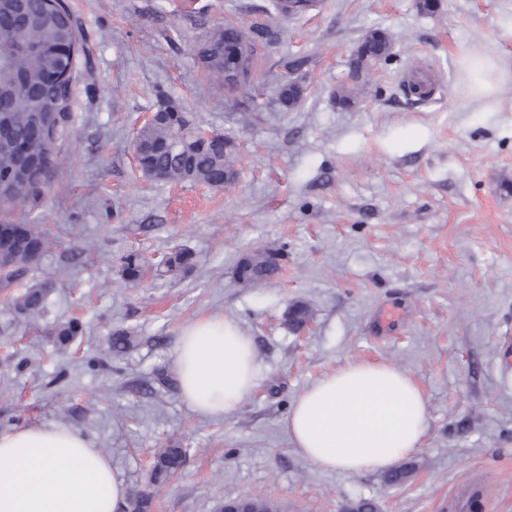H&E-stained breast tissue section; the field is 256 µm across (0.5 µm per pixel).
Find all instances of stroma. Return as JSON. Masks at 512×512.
Returning a JSON list of instances; mask_svg holds the SVG:
<instances>
[{
  "label": "stroma",
  "mask_w": 512,
  "mask_h": 512,
  "mask_svg": "<svg viewBox=\"0 0 512 512\" xmlns=\"http://www.w3.org/2000/svg\"><path fill=\"white\" fill-rule=\"evenodd\" d=\"M70 2L97 90L77 85L66 160L32 214L55 239L35 275L55 286L36 323L0 340V432L74 427L131 493L160 451L184 449L153 512H220L255 494L280 512L360 498L379 512H461L478 484L482 512H512V0H436L431 13L418 0H320L301 17L276 0ZM256 23L271 37L249 84L227 90L196 46ZM375 30L391 53L352 81V53ZM465 54L499 59L508 79L494 103L471 100ZM418 69L435 71V100L404 93ZM288 82L302 90L291 107L279 101ZM162 97L235 140L233 186L140 172L132 140ZM176 246L194 254L190 272L134 287L116 264L135 252L153 266ZM267 249L282 252L280 274L239 281L241 258ZM295 304L308 310L301 330L286 320ZM214 314L238 322L256 354L252 395L224 417L188 409L173 366L183 328ZM71 317L83 334L55 345ZM115 329L137 338L121 355L106 344ZM351 361L393 364L427 398L403 484L321 470L288 436L297 396Z\"/></svg>",
  "instance_id": "obj_1"
}]
</instances>
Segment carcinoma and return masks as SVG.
Masks as SVG:
<instances>
[{
    "label": "carcinoma",
    "mask_w": 512,
    "mask_h": 512,
    "mask_svg": "<svg viewBox=\"0 0 512 512\" xmlns=\"http://www.w3.org/2000/svg\"><path fill=\"white\" fill-rule=\"evenodd\" d=\"M0 105L8 109V138L0 139V180L8 179L12 190L0 194V209L21 204L27 211L13 218L0 217V292L9 293L24 284V291L10 298L14 313L28 322L35 321L51 291L50 282L30 281L37 267L34 256H44L52 240L42 224H31L27 217L38 206L57 168L64 161L62 147L73 125L72 96L79 81L93 80L94 68L84 27L66 0H0ZM237 40L233 27L217 28L197 46V55L207 72L224 79V46ZM387 42L375 31L365 41L363 53L376 57L385 53ZM51 103L59 113L43 126L35 125L31 112L37 102ZM133 150L142 172L152 178L178 183L224 187L226 161L235 152V143L215 132L208 139L194 134L189 115L167 105L157 123L140 130ZM195 265L185 248L172 249L154 269L160 275L187 272ZM280 256L268 251L247 255L239 263V280L256 284L275 274ZM122 276L132 285L147 273L134 252L120 258ZM82 333L76 318L60 323L52 332L60 346L70 344ZM112 351L123 353L135 344L125 329L109 336ZM185 463L180 448H166L156 459L150 483L168 481Z\"/></svg>",
    "instance_id": "cac0c4a2"
}]
</instances>
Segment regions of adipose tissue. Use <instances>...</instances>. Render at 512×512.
<instances>
[{"label": "adipose tissue", "mask_w": 512, "mask_h": 512, "mask_svg": "<svg viewBox=\"0 0 512 512\" xmlns=\"http://www.w3.org/2000/svg\"><path fill=\"white\" fill-rule=\"evenodd\" d=\"M255 347L238 323L216 315L184 328L174 367L193 412L236 411L255 387ZM424 393L405 371L352 361L305 389L285 420L300 453L349 475L393 469L421 448ZM126 486L111 459L77 429L55 424L0 433V512H119Z\"/></svg>", "instance_id": "1"}]
</instances>
